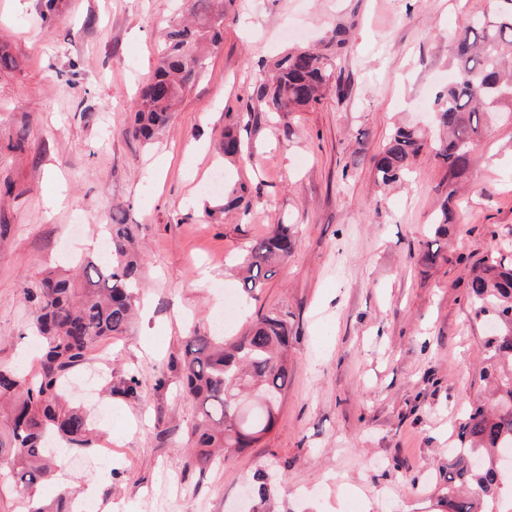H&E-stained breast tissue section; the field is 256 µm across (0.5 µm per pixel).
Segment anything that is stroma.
<instances>
[{
	"mask_svg": "<svg viewBox=\"0 0 512 512\" xmlns=\"http://www.w3.org/2000/svg\"><path fill=\"white\" fill-rule=\"evenodd\" d=\"M491 0H213L222 40L169 125L128 134L131 104L197 0H0V368L28 349L26 283L71 268L97 227H137L144 266L125 336L95 347L106 380L136 375L138 395L96 390L106 412L88 454L58 457L51 498L92 487L96 512H231L257 470H276L272 512H438L455 426L482 395L487 326L466 295L472 267L512 248V121H483L457 184L455 224L437 231L448 173L430 151L386 187L374 161L393 127L434 132L430 94L449 77L450 37ZM349 43L336 49L337 27ZM330 56L320 105L274 115L257 88L288 49ZM250 163L225 160V129ZM21 149H10L18 131ZM238 209L199 191L214 170ZM294 225L293 255L244 292L236 269L254 239ZM435 248L434 262L422 259ZM226 336L287 314L293 380L273 429L224 466L189 469L196 416L175 362L194 328Z\"/></svg>",
	"mask_w": 512,
	"mask_h": 512,
	"instance_id": "1",
	"label": "stroma"
}]
</instances>
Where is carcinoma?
<instances>
[{
  "label": "carcinoma",
  "mask_w": 512,
  "mask_h": 512,
  "mask_svg": "<svg viewBox=\"0 0 512 512\" xmlns=\"http://www.w3.org/2000/svg\"><path fill=\"white\" fill-rule=\"evenodd\" d=\"M502 2L509 8L468 16L451 37L454 76L436 97L440 137L429 142L417 129L397 127L376 160L377 181L396 183L430 145L448 169V195L437 224L453 223V184L470 167L480 121L512 103V0ZM221 23L217 18L198 28L180 24L168 31L153 75L132 103L133 137L149 141L167 127L202 70L200 42L218 44ZM332 75L330 58L313 49H296L275 62L271 80L257 92L271 112L312 108L323 99ZM242 153L237 136L225 132L224 156ZM103 229L110 245L108 259L87 257L72 277L49 270L23 288L40 354L29 368L0 370V454L9 455L7 469L0 470V496L17 487L28 491L22 512H71L68 491L49 505L33 500L34 489L53 475L55 444L75 451L95 444L92 420L68 400L64 381L87 362L96 343L123 336L132 325L135 290L143 274L134 225L118 222ZM295 245L290 224H276L254 240L243 259V288L263 287ZM466 290L474 317L493 325L484 340L485 365L479 372V381L492 390L489 403L470 406L458 419V446L450 451L440 501L448 512H487L488 503L503 496L504 483L512 482V472H505L501 462L503 455L512 456V251L483 259ZM291 340L287 315L276 312L258 317L245 334L230 339L193 331L177 360L185 393L198 408L188 431L190 466L204 472L271 431L292 380Z\"/></svg>",
  "instance_id": "carcinoma-1"
}]
</instances>
